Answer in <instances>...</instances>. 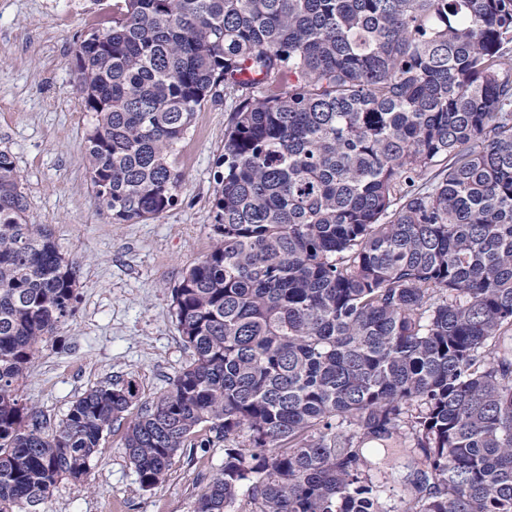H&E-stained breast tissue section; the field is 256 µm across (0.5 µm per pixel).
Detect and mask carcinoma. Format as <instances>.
<instances>
[{"instance_id": "carcinoma-1", "label": "carcinoma", "mask_w": 512, "mask_h": 512, "mask_svg": "<svg viewBox=\"0 0 512 512\" xmlns=\"http://www.w3.org/2000/svg\"><path fill=\"white\" fill-rule=\"evenodd\" d=\"M75 87L115 224L177 205L178 143L234 101L216 239L172 289L170 386H97L49 434L19 387L78 262L0 149V512L82 480L124 421L147 491L224 442L195 512H386L391 448L421 465L402 512H512V0H113Z\"/></svg>"}]
</instances>
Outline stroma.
Wrapping results in <instances>:
<instances>
[{"instance_id": "35a3bbf8", "label": "stroma", "mask_w": 512, "mask_h": 512, "mask_svg": "<svg viewBox=\"0 0 512 512\" xmlns=\"http://www.w3.org/2000/svg\"><path fill=\"white\" fill-rule=\"evenodd\" d=\"M111 17L112 0H0V148L14 157L30 223L48 225L60 252L80 266L76 313L40 344L20 390L51 432L90 388L131 380L150 401L191 361L172 290L214 243L215 173L234 108L226 99L195 113L177 146L183 183L174 208L138 224L113 223L87 174L92 119L74 83L81 38ZM123 435L104 436L85 482L62 480L38 512H193L224 465L220 442L194 457L180 452L163 486L146 491ZM413 469L403 456L380 475L386 512H401Z\"/></svg>"}]
</instances>
